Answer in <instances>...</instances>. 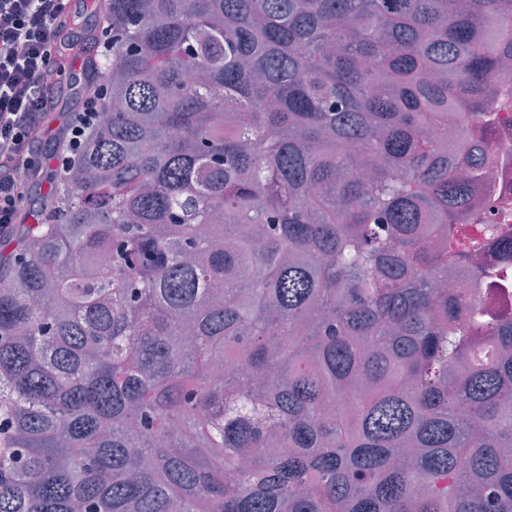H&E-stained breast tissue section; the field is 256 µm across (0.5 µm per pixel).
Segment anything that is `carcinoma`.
<instances>
[{
	"mask_svg": "<svg viewBox=\"0 0 512 512\" xmlns=\"http://www.w3.org/2000/svg\"><path fill=\"white\" fill-rule=\"evenodd\" d=\"M509 28L107 0L99 124L0 239V512H512V321L433 285L509 274L463 238Z\"/></svg>",
	"mask_w": 512,
	"mask_h": 512,
	"instance_id": "cac0c4a2",
	"label": "carcinoma"
}]
</instances>
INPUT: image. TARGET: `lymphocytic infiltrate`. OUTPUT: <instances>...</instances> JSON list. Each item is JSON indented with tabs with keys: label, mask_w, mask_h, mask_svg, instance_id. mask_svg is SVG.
I'll return each mask as SVG.
<instances>
[{
	"label": "lymphocytic infiltrate",
	"mask_w": 512,
	"mask_h": 512,
	"mask_svg": "<svg viewBox=\"0 0 512 512\" xmlns=\"http://www.w3.org/2000/svg\"><path fill=\"white\" fill-rule=\"evenodd\" d=\"M73 0H0V237L11 234L22 203L42 173L40 138L57 105L78 25ZM96 84H88L68 130L56 145L66 168L85 130L98 118Z\"/></svg>",
	"instance_id": "lymphocytic-infiltrate-1"
}]
</instances>
